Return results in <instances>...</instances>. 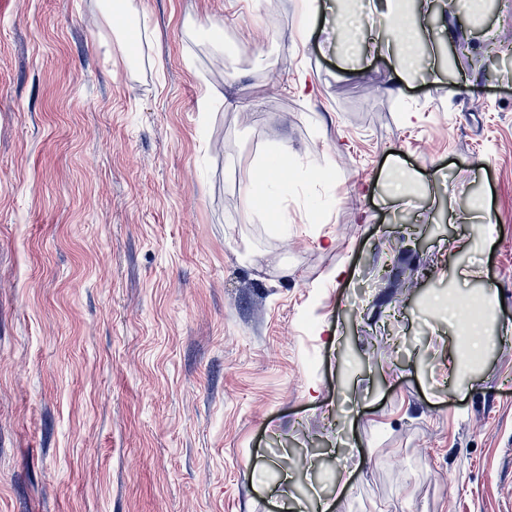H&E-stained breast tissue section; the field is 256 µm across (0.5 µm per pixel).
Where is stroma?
<instances>
[{
	"label": "stroma",
	"mask_w": 512,
	"mask_h": 512,
	"mask_svg": "<svg viewBox=\"0 0 512 512\" xmlns=\"http://www.w3.org/2000/svg\"><path fill=\"white\" fill-rule=\"evenodd\" d=\"M108 2L0 14V512H512V0ZM391 33L393 38L396 40L395 45L394 43L388 39L383 38L381 36H371V42L374 44V51L375 54H382L383 52H389L391 53V49L395 47H402L407 39L408 34L406 32V28L402 22V20L398 16L393 17V24L391 28Z\"/></svg>",
	"instance_id": "1"
}]
</instances>
